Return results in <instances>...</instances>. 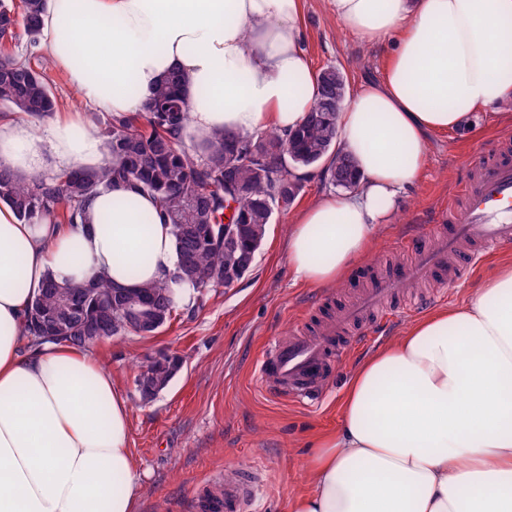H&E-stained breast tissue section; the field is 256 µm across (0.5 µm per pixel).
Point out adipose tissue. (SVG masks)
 Returning a JSON list of instances; mask_svg holds the SVG:
<instances>
[{
    "label": "adipose tissue",
    "mask_w": 512,
    "mask_h": 512,
    "mask_svg": "<svg viewBox=\"0 0 512 512\" xmlns=\"http://www.w3.org/2000/svg\"><path fill=\"white\" fill-rule=\"evenodd\" d=\"M331 5L390 53L338 114L356 189L321 196L288 232L293 274L314 287L339 284L369 254L422 172L428 134L512 105V0ZM40 49L80 100L115 115L143 111L167 74H182L196 144L223 130L293 131L317 96L301 0H49ZM106 161L79 115L40 133L0 120V164L20 176ZM176 265L151 194L100 191L74 227L23 224L0 205V512H136L129 411L111 372L87 351L29 343L26 314L50 273L135 289ZM315 446L290 512H512V265L363 362L336 432Z\"/></svg>",
    "instance_id": "adipose-tissue-1"
}]
</instances>
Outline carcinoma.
<instances>
[{
  "label": "carcinoma",
  "mask_w": 512,
  "mask_h": 512,
  "mask_svg": "<svg viewBox=\"0 0 512 512\" xmlns=\"http://www.w3.org/2000/svg\"><path fill=\"white\" fill-rule=\"evenodd\" d=\"M47 0H0V106L41 119L58 108L44 72L31 59L39 44L41 15ZM26 38L25 50L19 41ZM319 95L304 122L287 134L243 136L219 132L203 147L184 141L188 103L184 81L172 73L164 78L141 117L112 116L100 131L111 162L101 168L71 167L52 175L24 178L0 166V203L25 224L74 225L100 190L114 185L147 192L160 203L170 224L178 255L172 277L139 289L114 288L101 277L82 282L47 278L27 314L28 335L36 343L51 341L89 348L83 325L91 313L105 311L111 321L108 337L158 333L127 319L121 293L149 301L151 323L163 327L177 309L174 286L196 290L219 283L231 287L250 271L266 236L272 214L288 210L301 189L296 171L330 159L324 174L335 183L336 163L343 162L344 182L356 186L355 161L336 151V117L346 98V82L334 66L316 75ZM180 357L163 353L150 364L151 386L135 383L140 398L152 401L177 373Z\"/></svg>",
  "instance_id": "carcinoma-1"
}]
</instances>
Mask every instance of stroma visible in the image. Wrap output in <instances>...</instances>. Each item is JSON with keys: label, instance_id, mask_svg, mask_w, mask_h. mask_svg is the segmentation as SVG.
<instances>
[{"label": "stroma", "instance_id": "stroma-1", "mask_svg": "<svg viewBox=\"0 0 512 512\" xmlns=\"http://www.w3.org/2000/svg\"><path fill=\"white\" fill-rule=\"evenodd\" d=\"M303 26L314 69L335 66L348 89L383 73L388 47L346 30L329 0H303ZM510 135L512 122L492 107L459 129L428 136L423 171L400 193L394 222L380 235L370 263L403 260L397 242L423 235L473 165L501 153ZM331 189L321 174L303 178L292 207L273 213L253 267L232 287L200 291L154 336L129 334L90 348L129 404L131 448L143 484L137 512H203L205 490H223L227 479L250 468L262 483L257 512H289L305 486L316 438L338 426L349 374L409 325V318H399L380 340L346 355L317 406L275 398L258 379L255 366L278 337L312 330L366 284L358 267L337 287L311 288L296 281L288 265L294 216ZM163 350L175 352L182 365L155 400L143 402L135 378Z\"/></svg>", "mask_w": 512, "mask_h": 512}]
</instances>
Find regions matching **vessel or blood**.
<instances>
[{
    "label": "vessel or blood",
    "mask_w": 512,
    "mask_h": 512,
    "mask_svg": "<svg viewBox=\"0 0 512 512\" xmlns=\"http://www.w3.org/2000/svg\"><path fill=\"white\" fill-rule=\"evenodd\" d=\"M461 197L464 213L457 221L432 225L422 238L401 242V249L411 257L390 275L373 277L355 301L337 309L311 335L291 333L279 339L258 363L261 382L276 397L290 402L317 400L342 355L353 346L350 330L364 329L375 313L382 321H392L387 305L403 284L447 279L457 267L461 246H512V155L478 162L461 188ZM257 493L252 480L229 481L209 507L211 512H252Z\"/></svg>",
    "instance_id": "obj_1"
}]
</instances>
